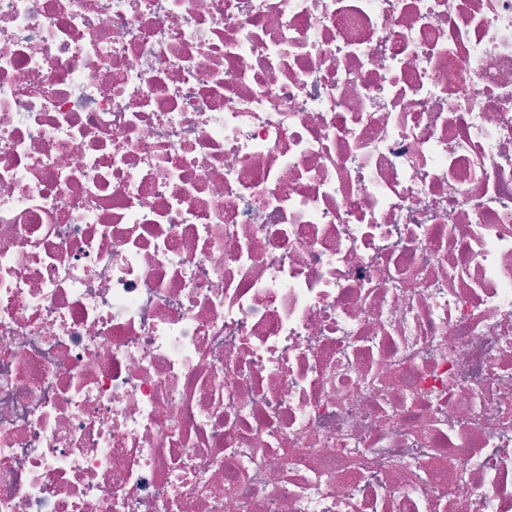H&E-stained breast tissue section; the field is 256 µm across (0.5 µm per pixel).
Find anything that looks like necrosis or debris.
Here are the masks:
<instances>
[{
    "label": "necrosis or debris",
    "mask_w": 512,
    "mask_h": 512,
    "mask_svg": "<svg viewBox=\"0 0 512 512\" xmlns=\"http://www.w3.org/2000/svg\"><path fill=\"white\" fill-rule=\"evenodd\" d=\"M0 512H512V0H0Z\"/></svg>",
    "instance_id": "obj_1"
}]
</instances>
